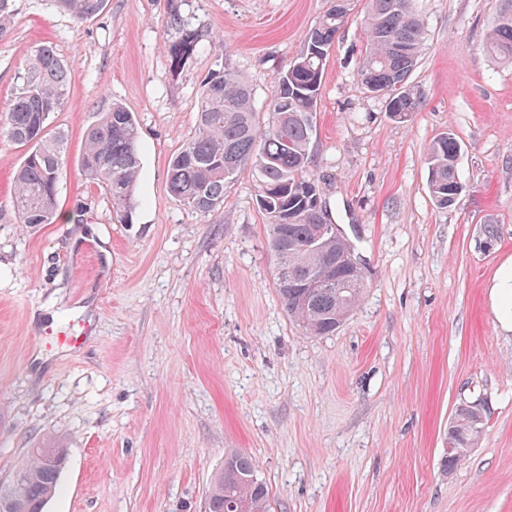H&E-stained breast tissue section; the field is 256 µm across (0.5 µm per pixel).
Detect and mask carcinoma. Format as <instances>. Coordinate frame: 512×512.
Listing matches in <instances>:
<instances>
[{"instance_id": "carcinoma-1", "label": "carcinoma", "mask_w": 512, "mask_h": 512, "mask_svg": "<svg viewBox=\"0 0 512 512\" xmlns=\"http://www.w3.org/2000/svg\"><path fill=\"white\" fill-rule=\"evenodd\" d=\"M55 8L77 22L97 16L106 0H52ZM183 0H166V23L175 32L167 47L172 73L192 59L209 38L207 31L188 24ZM16 0H0V37L13 28ZM346 4L332 2L310 29L301 54L275 77L276 90L268 104L269 119L261 125L253 110V93L235 71L220 66L204 79L195 131L169 162L168 187L173 197L206 216L224 202V187L237 173L252 168L260 182L257 205L266 217L270 250L277 271L288 278L334 275L330 287L306 300L297 288L277 284L288 317L308 336L336 330L358 307L364 282L336 262L349 247L331 241L313 250L308 242L317 225L329 224L327 206L311 205L322 191L307 176L316 104L330 48L345 23ZM365 54L357 70L370 94L395 90L386 112L407 122L420 111L422 95L411 85L425 42L423 20L413 0H365ZM490 55L512 62V0H501L487 37ZM23 83L9 110L0 116V134L25 148L14 177L13 207L19 224H51L58 206V185L66 160L67 135L47 133L51 116L62 110L74 75L51 44H44L23 63ZM460 144L443 132L428 147V187L434 205L447 209L459 180ZM86 179L101 187L121 221L128 223L138 206L141 168L138 125L133 113L113 104L87 129L80 158ZM479 424L466 409L456 411L448 441L457 451L445 459L454 469L479 437ZM230 474L221 471L209 495V512H270L268 487L256 477V462L247 453L225 459ZM65 467V448L56 440L29 449L28 460L0 484V512H45Z\"/></svg>"}]
</instances>
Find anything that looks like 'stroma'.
Wrapping results in <instances>:
<instances>
[{"label":"stroma","mask_w":512,"mask_h":512,"mask_svg":"<svg viewBox=\"0 0 512 512\" xmlns=\"http://www.w3.org/2000/svg\"><path fill=\"white\" fill-rule=\"evenodd\" d=\"M330 5L184 0L223 47L175 78L165 0H109L82 23L50 0H17L0 39V113L41 44L75 73L51 118L69 135L54 223H17L25 150L0 138V479L34 443L66 435L46 512H206L234 450L256 459L272 512H512V331L492 297L512 265V64L485 48L499 0H416L423 107L406 123L357 80L364 0H349L307 170L365 266L363 299L336 333L304 335L282 308L251 170L205 217L168 191L208 73L239 72L266 114L277 72ZM115 103L140 131L128 224L79 164L85 130ZM446 131L464 190L442 210L426 154ZM82 319L95 326L85 352L57 350L50 329ZM464 405L481 410L482 431L449 470L448 427Z\"/></svg>","instance_id":"35a3bbf8"}]
</instances>
